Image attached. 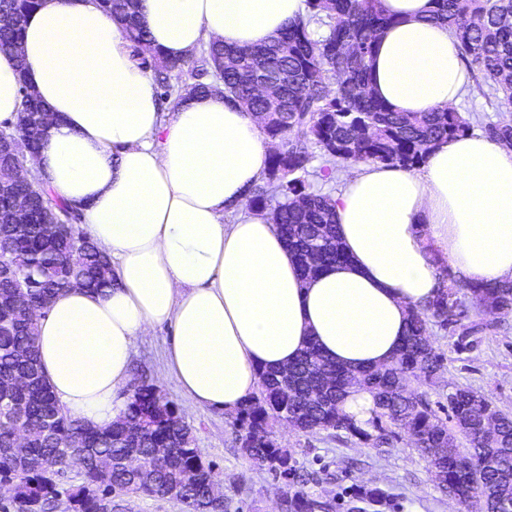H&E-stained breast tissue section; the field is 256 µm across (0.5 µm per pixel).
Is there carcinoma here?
<instances>
[{
  "instance_id": "1",
  "label": "carcinoma",
  "mask_w": 512,
  "mask_h": 512,
  "mask_svg": "<svg viewBox=\"0 0 512 512\" xmlns=\"http://www.w3.org/2000/svg\"><path fill=\"white\" fill-rule=\"evenodd\" d=\"M39 0H0V49L19 43L25 18ZM124 27L133 56L152 73L160 96L175 101L187 83L197 94L218 91L259 118L263 134L277 142L261 182L249 190L251 204L271 213L295 252L302 275L344 258L330 197L310 191L311 163L331 177L341 162H373L415 170L433 147L472 130L459 112L435 109L404 115L376 99L369 88V62L380 35L393 23L382 0H308L310 14L268 44L250 51L210 43L176 62L149 48L138 0H99ZM432 19L448 26L459 42L461 61L475 87L491 89L492 101L512 104V0H434ZM284 78L274 98L254 91V74ZM22 112L48 109L22 82ZM48 125L25 123L18 136L41 145ZM298 131L304 139L292 138ZM488 138L512 142V121L485 127ZM16 159L0 155V264L36 285L25 295L13 279H0V298L35 313L49 306L71 279L101 289L110 279L99 272L101 251L75 228L79 205L56 198L46 185L13 174ZM27 203L30 223L9 224L12 201ZM56 214L72 226L53 230L43 221ZM439 274L436 295L411 311L404 344L389 364L358 373L324 360L309 347L281 370L260 373L259 389L242 401L232 425L237 448L254 467L281 482L279 512H385L392 507L379 487L358 486L344 503L312 498L307 484L322 480L290 449L274 427L305 434L330 431L375 447L391 445L395 429L429 462L437 487L465 504L476 493L485 512H512V415L484 395L457 387L446 401L432 399L423 385L443 374L446 357L431 340L432 328L460 336L481 332L465 297L486 316L512 313V279L473 284L456 275L433 252ZM109 432L85 429L57 403L39 365L36 330L0 322V481L13 500L0 512H100L104 498L122 512L126 497L170 499L183 512H231V500L195 447L194 428L144 370ZM373 398L371 417L361 426L344 410L352 393ZM83 456L80 482L67 489L53 478L71 453Z\"/></svg>"
}]
</instances>
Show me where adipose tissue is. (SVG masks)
<instances>
[{"label":"adipose tissue","instance_id":"ef3b65f1","mask_svg":"<svg viewBox=\"0 0 512 512\" xmlns=\"http://www.w3.org/2000/svg\"><path fill=\"white\" fill-rule=\"evenodd\" d=\"M395 17L370 62L396 112L456 107L470 83L433 0H384ZM151 48L183 60L201 44L269 43L306 0H139ZM29 83L56 121L32 165L109 257L111 290L68 287L37 320L41 371L84 426L121 416L141 336L174 327L167 364L189 403L231 412L262 370L308 346L357 371L403 343L409 311L432 298L431 251L478 284L512 278V149L478 132L432 150L418 171L351 164L331 197L344 261L304 277L268 211L247 191L270 144L220 93L163 114L152 77L97 0H40L19 50L0 51V124H17ZM232 223H225L226 211Z\"/></svg>","mask_w":512,"mask_h":512}]
</instances>
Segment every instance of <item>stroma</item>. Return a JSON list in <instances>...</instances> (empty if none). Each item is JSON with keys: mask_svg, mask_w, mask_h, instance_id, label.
<instances>
[{"mask_svg": "<svg viewBox=\"0 0 512 512\" xmlns=\"http://www.w3.org/2000/svg\"><path fill=\"white\" fill-rule=\"evenodd\" d=\"M173 329L152 328L141 337L132 356L133 367L147 370L165 396L179 403L185 419L195 428L196 446L202 457L215 463L224 482V492L242 512H272L278 485L272 477L251 466L235 446L230 413L185 402L166 364ZM435 346L445 354L447 369L436 382L437 394L452 388H472L512 412V315L501 316L490 331L461 345L455 335L434 332ZM282 445L293 448L305 467L326 469L327 480L309 484L312 496L346 497L359 485L384 489L393 501L392 512H459L453 495L436 486L427 460L412 446L408 434H401L391 446L376 448L357 441L341 444L328 432L295 433L286 427L275 429ZM247 491H239L240 483Z\"/></svg>", "mask_w": 512, "mask_h": 512, "instance_id": "1", "label": "stroma"}]
</instances>
